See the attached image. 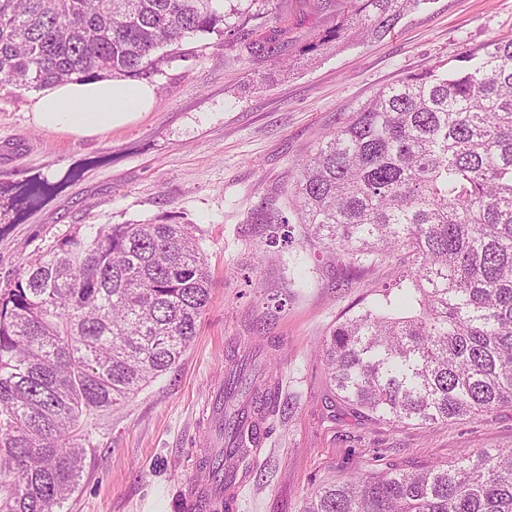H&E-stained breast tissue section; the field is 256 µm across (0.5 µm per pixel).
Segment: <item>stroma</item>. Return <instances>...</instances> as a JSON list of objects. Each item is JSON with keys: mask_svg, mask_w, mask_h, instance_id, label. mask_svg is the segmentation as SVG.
<instances>
[{"mask_svg": "<svg viewBox=\"0 0 512 512\" xmlns=\"http://www.w3.org/2000/svg\"><path fill=\"white\" fill-rule=\"evenodd\" d=\"M337 16L336 0H254L235 24L249 40L277 35L279 56L252 53L249 40L185 39L178 57L148 78L153 111L103 136L37 130L26 117L32 90L0 86V187L79 170L41 206L0 224V289L90 225L158 221L193 225L212 280L178 365L123 406L84 418L80 487L61 512H174L198 462L224 446L223 416L199 424V407L223 395L228 369L249 344L276 358L287 409L268 419L234 512H301L324 481L512 447V407L431 428L353 413L326 380L319 344L392 282L399 260L353 273L312 256L297 227L301 268L270 243L262 222L264 212L289 213L297 165L323 133L405 73L512 33V0H428L383 39L331 46L295 64Z\"/></svg>", "mask_w": 512, "mask_h": 512, "instance_id": "stroma-1", "label": "stroma"}]
</instances>
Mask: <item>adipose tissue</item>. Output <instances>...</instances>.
Segmentation results:
<instances>
[{
    "label": "adipose tissue",
    "instance_id": "1",
    "mask_svg": "<svg viewBox=\"0 0 512 512\" xmlns=\"http://www.w3.org/2000/svg\"><path fill=\"white\" fill-rule=\"evenodd\" d=\"M153 84L129 79H73L43 88L27 117L39 130L81 138L107 134L150 112Z\"/></svg>",
    "mask_w": 512,
    "mask_h": 512
}]
</instances>
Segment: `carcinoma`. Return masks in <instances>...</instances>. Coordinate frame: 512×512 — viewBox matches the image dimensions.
Masks as SVG:
<instances>
[{"mask_svg": "<svg viewBox=\"0 0 512 512\" xmlns=\"http://www.w3.org/2000/svg\"><path fill=\"white\" fill-rule=\"evenodd\" d=\"M426 0H341L319 46L381 38ZM242 0H0V82L141 78L156 50L226 44ZM305 237L398 277L321 342L325 374L356 412L432 426L512 407V35L375 92L299 164ZM211 279L189 224H102L26 265L0 291V512H56L78 489L82 416L138 394L197 336ZM247 354L224 379V444L281 411ZM302 512H512V449L464 450L411 472L324 484Z\"/></svg>", "mask_w": 512, "mask_h": 512, "instance_id": "cac0c4a2", "label": "carcinoma"}]
</instances>
